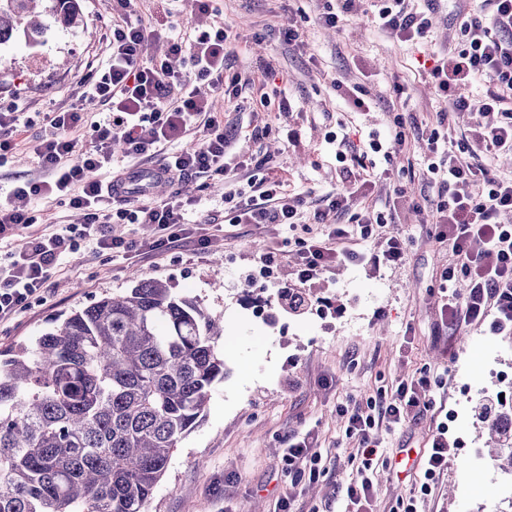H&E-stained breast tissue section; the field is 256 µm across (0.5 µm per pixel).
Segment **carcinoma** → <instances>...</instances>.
I'll list each match as a JSON object with an SVG mask.
<instances>
[{
    "label": "carcinoma",
    "instance_id": "carcinoma-1",
    "mask_svg": "<svg viewBox=\"0 0 512 512\" xmlns=\"http://www.w3.org/2000/svg\"><path fill=\"white\" fill-rule=\"evenodd\" d=\"M0 0V45L80 26L79 0ZM295 289L279 300L288 313ZM224 321L160 280L66 315L0 358V512H147L173 453L226 374ZM497 467L512 475V408L479 407Z\"/></svg>",
    "mask_w": 512,
    "mask_h": 512
}]
</instances>
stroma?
I'll return each mask as SVG.
<instances>
[{"mask_svg":"<svg viewBox=\"0 0 512 512\" xmlns=\"http://www.w3.org/2000/svg\"><path fill=\"white\" fill-rule=\"evenodd\" d=\"M324 0H211L217 15L238 37L239 54L228 57V72L243 71L272 58L278 82L291 105L280 117L276 104H261V82L245 95L246 111L227 110L220 95L213 105L224 117L235 144L266 161L290 194L301 195L304 217L323 209L330 195L351 193L349 211L328 213L316 230L347 225L353 214H383L385 235L407 241L397 265L364 261L324 271L313 278L323 300L295 316L278 304L281 291L301 287L295 273L297 247L279 224H229L224 186L201 179L149 188L190 200L192 219L221 225L223 241L206 252L175 248L128 261L81 247L72 266L57 272L52 290L30 311L0 324V351L33 342L54 319L98 299L131 288L140 280L167 282L175 292L198 298L224 320L230 339L220 342L228 374L211 395L198 426L174 452L156 486L148 512H246L257 502L276 512L288 498L292 512H354L346 488L360 463L358 443L346 435L336 409L393 393L400 382L428 372V395L435 403L411 421L379 426L380 443L370 478L371 512H400L416 498L418 512H498L512 495V477L503 474L479 435L474 407L481 395L503 397L512 406V330L491 332L488 323L444 321L441 274L452 261L447 243L438 242L431 222L438 186L427 167L456 154L466 135L482 121L479 112L451 115L439 125L446 99L435 90L428 66L434 54L457 47L459 24L482 0H437L426 39L401 42L372 23L367 0L340 26H325ZM137 14L151 18L154 35L144 50L182 33L207 17L187 0L165 7L163 0H134ZM77 30L52 29L44 43L13 39L0 45V110H22L37 118L49 102L66 107L80 102L92 63L112 20V0H81ZM296 28L298 42L283 35ZM365 89L369 109L353 107ZM413 117L406 146L392 160L373 155L358 165L339 162L337 138L366 145L371 133L387 137L398 116ZM259 138H252L253 130ZM31 126L17 149L0 158V201L18 180L39 176L28 148L38 133ZM439 132L437 152L427 139ZM272 251L274 275L263 292L245 287L263 278V253ZM267 301L272 320L254 319L251 307ZM453 415L448 445L454 454L430 495L417 498L424 455L446 415ZM307 436L322 454L318 480L289 474L284 450Z\"/></svg>","mask_w":512,"mask_h":512,"instance_id":"stroma-1","label":"stroma"}]
</instances>
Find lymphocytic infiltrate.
Wrapping results in <instances>:
<instances>
[{
  "label": "lymphocytic infiltrate",
  "mask_w": 512,
  "mask_h": 512,
  "mask_svg": "<svg viewBox=\"0 0 512 512\" xmlns=\"http://www.w3.org/2000/svg\"><path fill=\"white\" fill-rule=\"evenodd\" d=\"M488 11L466 14L460 35L464 49L438 59L431 69L439 92L452 112L479 111L488 121L470 134L468 147L488 153H512V0H486ZM131 0H112V33L105 40V56L86 81L85 97L106 105L107 113L89 120L83 106L50 107L42 117L31 151L42 179H25L13 189V198L67 200L79 213L76 224L47 231L35 215L0 202V241L10 244L6 262L0 263V322L31 309L49 292L58 269L73 260L81 241L122 257L131 252L156 254L175 246L192 245L203 251L213 239L195 235L183 201L169 197L152 199L135 193L137 177L131 168H113L112 149L121 143L131 159L159 158V169L168 181L197 176L224 183V201L235 224H285L296 229L301 200L288 194L278 177L267 175L250 181L252 195L235 189L231 175L246 168V156L232 152V140L224 121L197 85L220 89L229 103H236L246 85L241 77L225 79L224 61L233 51L231 32L225 24L202 27L191 24L168 44L163 58L144 59V47L152 36L149 23L132 20ZM374 20L379 28L395 31L401 40L425 35L431 22L426 12L409 7L407 0H376ZM189 64L197 80L189 85L181 64ZM488 88L481 99L467 92L475 80ZM91 127L93 144L81 148L76 137ZM193 138L192 146L172 152L169 144ZM109 169L108 179H95L96 171ZM445 184L448 198L437 205L438 240L447 242L454 258L444 272L445 281H465L462 294L448 296L442 312L451 320L490 321L492 331L512 329V225L501 223L512 212V179L492 176L485 165L448 159ZM144 229V236L123 233L126 225ZM337 227L327 235L297 238L298 277L309 280L332 266L359 264L368 259L352 249L337 248L346 237ZM406 253L404 239H384L373 262L394 263ZM428 373L401 385L390 399L339 407L346 417L347 433L358 441L362 457L357 476L347 488L352 504L368 500L369 470L378 443L373 430L379 422H406L429 409L425 391Z\"/></svg>",
  "instance_id": "1"
}]
</instances>
